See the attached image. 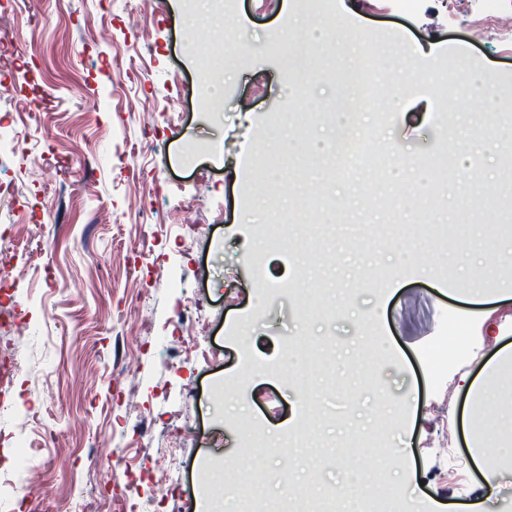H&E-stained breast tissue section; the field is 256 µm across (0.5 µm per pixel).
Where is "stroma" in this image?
I'll return each mask as SVG.
<instances>
[{
  "instance_id": "1",
  "label": "stroma",
  "mask_w": 512,
  "mask_h": 512,
  "mask_svg": "<svg viewBox=\"0 0 512 512\" xmlns=\"http://www.w3.org/2000/svg\"><path fill=\"white\" fill-rule=\"evenodd\" d=\"M299 12L231 0L191 22L176 0L106 13L38 0L32 20L0 0L14 27L0 131L20 144L0 172V228L36 230L14 240L27 272L0 284V307L31 327H0L28 410L0 423V494L15 433L43 483L24 512H91L107 494L119 512H201L232 467L250 473L255 512H276L287 483L368 512L350 491L367 471L423 512L482 500L468 415L491 446L512 441V377L486 399L469 385L512 344V301L454 291L512 282V130L491 135L512 123V0H335L312 35L284 39ZM332 29L363 53L373 166L352 151L312 161L335 127L322 110L341 62L323 45ZM228 39L238 63L216 111L206 73ZM294 62L313 74L298 92ZM440 64L462 76L444 105ZM102 96L106 108L75 106ZM409 155L426 169L410 173ZM455 315L472 335L429 375ZM161 459L178 473L166 495Z\"/></svg>"
}]
</instances>
